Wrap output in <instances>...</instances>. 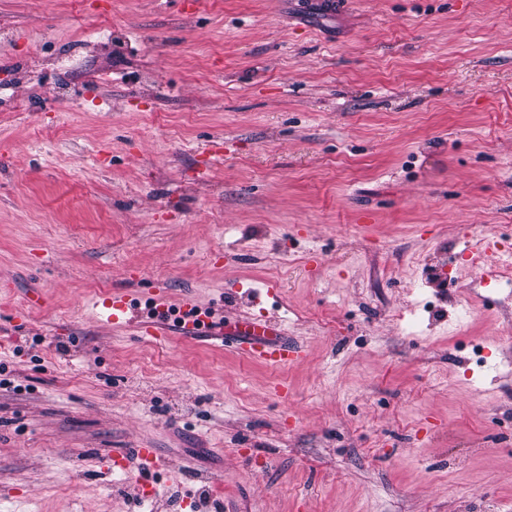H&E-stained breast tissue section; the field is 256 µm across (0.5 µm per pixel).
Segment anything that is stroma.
Returning a JSON list of instances; mask_svg holds the SVG:
<instances>
[{"mask_svg": "<svg viewBox=\"0 0 512 512\" xmlns=\"http://www.w3.org/2000/svg\"><path fill=\"white\" fill-rule=\"evenodd\" d=\"M0 28V512H135L116 448L157 450L153 512L204 476L200 512H512V279L462 255L512 246V0H0ZM158 288L217 337L146 335ZM249 321L304 357H249ZM467 251L471 256V263L479 269L482 281L489 285L491 282H499L508 277L511 279V255L503 259L498 247V241L493 238L476 239L467 245ZM132 305L124 295H110L100 302V317L107 323H123L130 320ZM181 317L185 321L183 326V334L185 336H196L207 328V324L211 322L213 316V309L209 306L201 305L190 298L185 299V303L180 309ZM209 313L210 315H207ZM196 320L202 322L198 326Z\"/></svg>", "mask_w": 512, "mask_h": 512, "instance_id": "stroma-1", "label": "stroma"}]
</instances>
